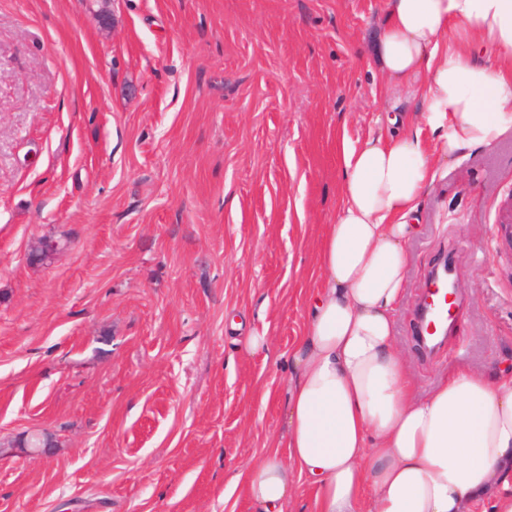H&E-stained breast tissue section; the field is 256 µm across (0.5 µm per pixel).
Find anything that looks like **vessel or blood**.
I'll use <instances>...</instances> for the list:
<instances>
[{
  "label": "vessel or blood",
  "mask_w": 512,
  "mask_h": 512,
  "mask_svg": "<svg viewBox=\"0 0 512 512\" xmlns=\"http://www.w3.org/2000/svg\"><path fill=\"white\" fill-rule=\"evenodd\" d=\"M458 303V294L454 282L449 281L447 273L435 274L423 296L419 334L423 343L429 347L440 345L448 334L451 312Z\"/></svg>",
  "instance_id": "1"
}]
</instances>
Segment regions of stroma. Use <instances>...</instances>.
<instances>
[{"instance_id":"stroma-1","label":"stroma","mask_w":512,"mask_h":512,"mask_svg":"<svg viewBox=\"0 0 512 512\" xmlns=\"http://www.w3.org/2000/svg\"><path fill=\"white\" fill-rule=\"evenodd\" d=\"M0 0V512H252L340 203L337 146L421 108L373 64L386 0ZM512 130L419 202L399 348L512 365ZM42 237L62 248L30 262ZM462 304L417 337L428 275ZM267 336L268 350L246 339ZM54 446L37 457L19 439Z\"/></svg>"}]
</instances>
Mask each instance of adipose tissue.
Here are the masks:
<instances>
[{"label":"adipose tissue","instance_id":"ef3b65f1","mask_svg":"<svg viewBox=\"0 0 512 512\" xmlns=\"http://www.w3.org/2000/svg\"><path fill=\"white\" fill-rule=\"evenodd\" d=\"M477 43L492 61L472 58ZM375 63L422 78L417 129L342 142L322 280L289 358L287 451L227 487L253 512H283L303 478L315 512H512V374L460 366L416 395L394 320L439 164L512 129V0H386Z\"/></svg>","mask_w":512,"mask_h":512}]
</instances>
